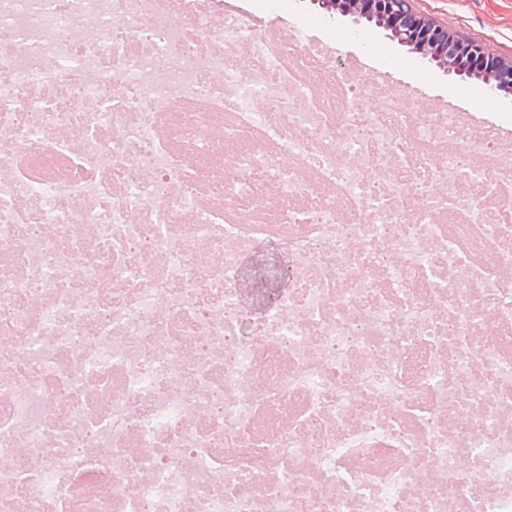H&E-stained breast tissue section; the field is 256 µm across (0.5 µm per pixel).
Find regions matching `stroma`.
Here are the masks:
<instances>
[{"label":"stroma","instance_id":"1","mask_svg":"<svg viewBox=\"0 0 512 512\" xmlns=\"http://www.w3.org/2000/svg\"><path fill=\"white\" fill-rule=\"evenodd\" d=\"M412 5L448 25L461 38L485 45L496 56L512 59V0H413ZM231 6L252 13L262 33L300 28L321 56L345 61L386 89L413 92L419 110L450 101L464 112L469 96L487 94L495 112L512 118V91L493 93L481 81L448 74L391 40L383 29L327 14L312 0H288L283 10L275 6L274 0H231ZM347 31L354 34L353 42H343L342 35Z\"/></svg>","mask_w":512,"mask_h":512}]
</instances>
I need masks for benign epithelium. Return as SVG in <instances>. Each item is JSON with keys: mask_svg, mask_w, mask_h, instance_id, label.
<instances>
[{"mask_svg": "<svg viewBox=\"0 0 512 512\" xmlns=\"http://www.w3.org/2000/svg\"><path fill=\"white\" fill-rule=\"evenodd\" d=\"M313 3L329 15L376 22L399 43L450 74L479 80L492 90L512 89V60L493 55L479 43L461 39L455 31L415 10L411 0H313Z\"/></svg>", "mask_w": 512, "mask_h": 512, "instance_id": "7a95c632", "label": "benign epithelium"}]
</instances>
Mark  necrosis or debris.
Returning a JSON list of instances; mask_svg holds the SVG:
<instances>
[{"instance_id": "necrosis-or-debris-1", "label": "necrosis or debris", "mask_w": 512, "mask_h": 512, "mask_svg": "<svg viewBox=\"0 0 512 512\" xmlns=\"http://www.w3.org/2000/svg\"><path fill=\"white\" fill-rule=\"evenodd\" d=\"M318 56L0 0V512H512V137Z\"/></svg>"}]
</instances>
